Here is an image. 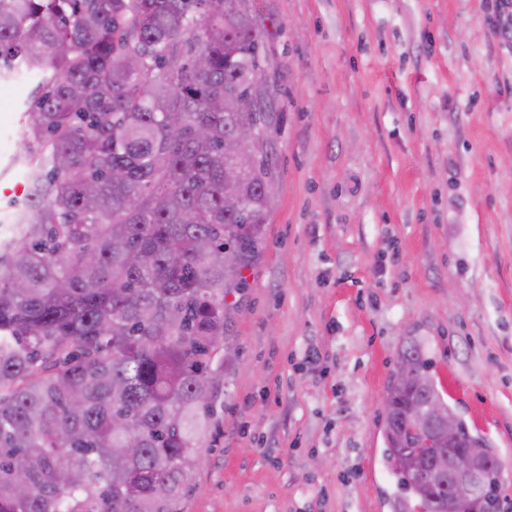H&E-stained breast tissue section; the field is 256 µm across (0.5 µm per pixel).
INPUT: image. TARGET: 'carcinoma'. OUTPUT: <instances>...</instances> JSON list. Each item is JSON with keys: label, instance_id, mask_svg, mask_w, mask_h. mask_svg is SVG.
I'll return each mask as SVG.
<instances>
[{"label": "carcinoma", "instance_id": "1", "mask_svg": "<svg viewBox=\"0 0 512 512\" xmlns=\"http://www.w3.org/2000/svg\"><path fill=\"white\" fill-rule=\"evenodd\" d=\"M264 64L247 0H0V80L36 81L32 186L0 232V512H183L224 383L226 297L275 183V95L247 100ZM246 122L234 206L224 141ZM406 363L417 381L388 384L384 428L396 512H501L497 453L462 418L478 494L415 453L407 410L444 398L415 338Z\"/></svg>", "mask_w": 512, "mask_h": 512}]
</instances>
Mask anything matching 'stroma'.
<instances>
[{"instance_id":"obj_1","label":"stroma","mask_w":512,"mask_h":512,"mask_svg":"<svg viewBox=\"0 0 512 512\" xmlns=\"http://www.w3.org/2000/svg\"><path fill=\"white\" fill-rule=\"evenodd\" d=\"M494 0H249L275 188L184 512H392L385 393L416 337L512 512V48ZM32 91L0 81V213ZM511 17L512 20V1L496 0L494 10L484 18V23L496 38L504 43L512 44V23L507 24L503 17Z\"/></svg>"}]
</instances>
